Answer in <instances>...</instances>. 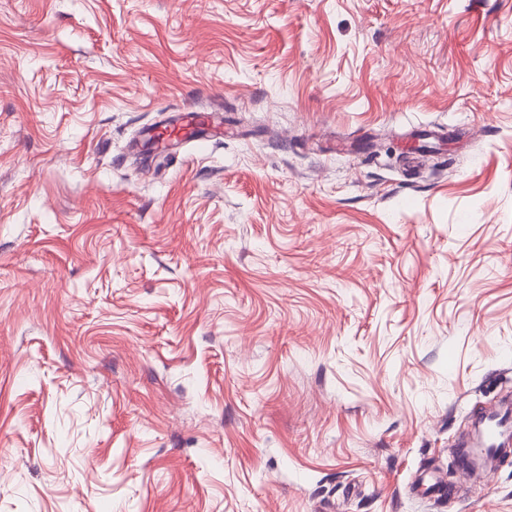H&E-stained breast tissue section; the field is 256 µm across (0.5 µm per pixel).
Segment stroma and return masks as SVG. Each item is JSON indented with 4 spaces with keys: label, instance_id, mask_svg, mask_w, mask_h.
Listing matches in <instances>:
<instances>
[{
    "label": "stroma",
    "instance_id": "stroma-1",
    "mask_svg": "<svg viewBox=\"0 0 512 512\" xmlns=\"http://www.w3.org/2000/svg\"><path fill=\"white\" fill-rule=\"evenodd\" d=\"M505 396L512 0H0V512H512ZM210 115L209 113H201L194 109H178L172 115L169 124V134L181 141L209 140V137L213 136L209 122ZM202 117L204 118L203 121L201 120ZM512 429L511 416L506 412L500 416H489L484 419L481 427L480 446L490 451L498 448L500 439L507 435Z\"/></svg>",
    "mask_w": 512,
    "mask_h": 512
}]
</instances>
